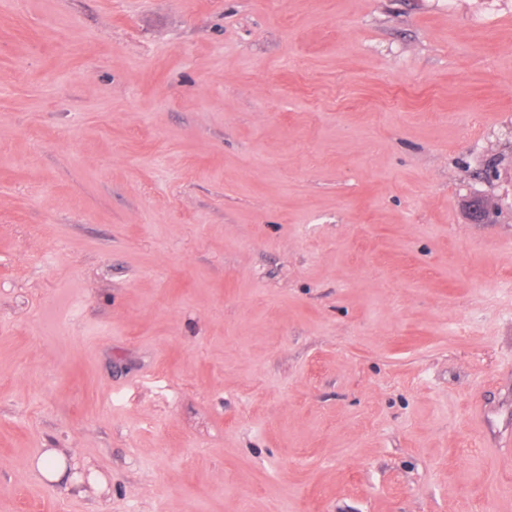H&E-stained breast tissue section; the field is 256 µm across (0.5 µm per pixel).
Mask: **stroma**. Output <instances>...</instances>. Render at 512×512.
Returning a JSON list of instances; mask_svg holds the SVG:
<instances>
[{"mask_svg":"<svg viewBox=\"0 0 512 512\" xmlns=\"http://www.w3.org/2000/svg\"><path fill=\"white\" fill-rule=\"evenodd\" d=\"M505 437L512 0H0V512H512Z\"/></svg>","mask_w":512,"mask_h":512,"instance_id":"stroma-1","label":"stroma"}]
</instances>
